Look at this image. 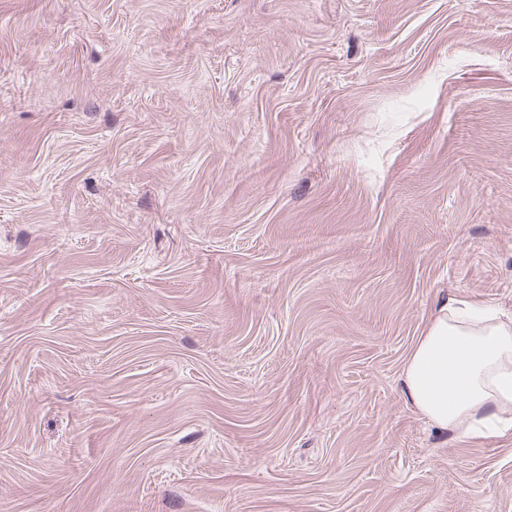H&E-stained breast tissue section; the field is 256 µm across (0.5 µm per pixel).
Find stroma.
Instances as JSON below:
<instances>
[{"label":"stroma","instance_id":"stroma-1","mask_svg":"<svg viewBox=\"0 0 512 512\" xmlns=\"http://www.w3.org/2000/svg\"><path fill=\"white\" fill-rule=\"evenodd\" d=\"M512 312V0H0V512H512L407 404Z\"/></svg>","mask_w":512,"mask_h":512}]
</instances>
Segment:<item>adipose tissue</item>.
Listing matches in <instances>:
<instances>
[{
  "label": "adipose tissue",
  "instance_id": "adipose-tissue-1",
  "mask_svg": "<svg viewBox=\"0 0 512 512\" xmlns=\"http://www.w3.org/2000/svg\"><path fill=\"white\" fill-rule=\"evenodd\" d=\"M401 381L407 404L438 433L475 437L512 424V314L440 299Z\"/></svg>",
  "mask_w": 512,
  "mask_h": 512
}]
</instances>
